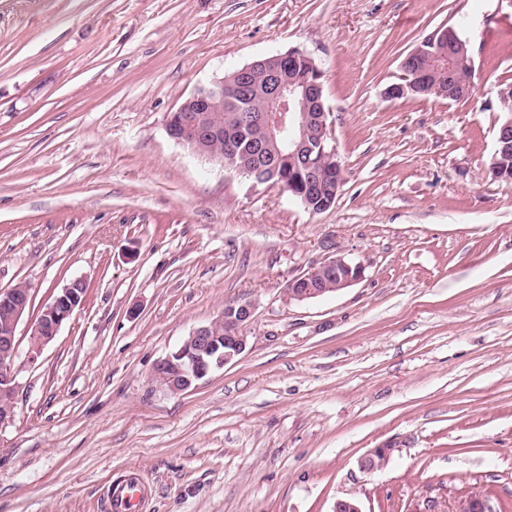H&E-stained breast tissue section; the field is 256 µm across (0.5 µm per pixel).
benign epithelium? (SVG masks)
Here are the masks:
<instances>
[{"label":"benign epithelium","instance_id":"1","mask_svg":"<svg viewBox=\"0 0 512 512\" xmlns=\"http://www.w3.org/2000/svg\"><path fill=\"white\" fill-rule=\"evenodd\" d=\"M424 53L425 50L419 47L407 55L411 68L403 71L400 81L386 88L387 98L399 99L409 91L438 83L448 85L450 95L464 97L469 94L471 85L455 81L450 67L445 64L429 67L422 59ZM299 59L310 63L309 79L302 83L288 77L289 65ZM226 92L240 104L257 98L264 101V107L258 113L247 107L242 109L241 127L247 128L257 123L268 131L273 140L277 133L286 130L288 141L281 144L270 162H263L261 153L265 151V146L262 145L250 164L244 165L231 155L225 160L224 168L256 185L282 188L284 183L276 176L284 158L299 161L307 172V179L298 193L305 208L312 213L330 209L342 187L343 175L339 163L328 177L316 170V159L320 156L334 157L336 149L331 144L322 72L313 64V59L300 50H290L255 60L228 75L214 78L176 109L182 114L181 131H176L173 120L166 121L168 136L198 156L213 157L209 145L219 135L214 113L224 111ZM509 152H512V117L506 119L498 129L491 163L492 174L498 173V155ZM362 274L361 266L338 256L289 280L286 296L289 300L298 301L321 297L353 285L362 278ZM85 292L84 279H72L43 307L30 330L29 363L36 361L75 309L82 305ZM31 300V289L28 287L0 290V309L7 314L5 322L0 325V426L13 417L17 389V328L30 309ZM253 315L252 304L232 302L224 305L218 322L195 328L176 350L154 364L153 380L164 383L160 390L168 394L184 393L212 371L223 368L240 356L247 345L245 329ZM219 324L224 326L222 336L216 335ZM392 453L393 449L387 446L373 448L359 459V469L366 474L380 471Z\"/></svg>","mask_w":512,"mask_h":512}]
</instances>
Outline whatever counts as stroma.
I'll list each match as a JSON object with an SVG mask.
<instances>
[{
    "label": "stroma",
    "instance_id": "obj_1",
    "mask_svg": "<svg viewBox=\"0 0 512 512\" xmlns=\"http://www.w3.org/2000/svg\"><path fill=\"white\" fill-rule=\"evenodd\" d=\"M468 97L386 99L441 26ZM293 49L323 77L343 169L311 213L169 138L196 88ZM512 78V0H0V290L29 285L20 352L81 277L80 308L19 364L0 512H512V184L488 168ZM341 256L363 278L286 301ZM230 302L247 347L180 395L154 363ZM393 454L358 468L369 450ZM392 453L393 449L388 446L373 448L359 459V469L366 474L380 471L390 459ZM145 500L144 486L140 482H129L114 490L109 510L113 512H143Z\"/></svg>",
    "mask_w": 512,
    "mask_h": 512
}]
</instances>
